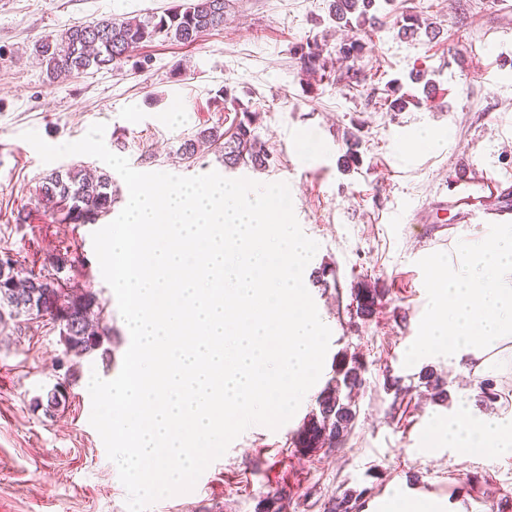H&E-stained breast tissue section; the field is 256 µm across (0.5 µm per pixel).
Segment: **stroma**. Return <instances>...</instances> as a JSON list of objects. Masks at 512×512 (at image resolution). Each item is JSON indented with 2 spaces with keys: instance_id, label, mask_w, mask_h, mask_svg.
I'll use <instances>...</instances> for the list:
<instances>
[{
  "instance_id": "1",
  "label": "stroma",
  "mask_w": 512,
  "mask_h": 512,
  "mask_svg": "<svg viewBox=\"0 0 512 512\" xmlns=\"http://www.w3.org/2000/svg\"><path fill=\"white\" fill-rule=\"evenodd\" d=\"M178 0H0V254L41 270L60 254L73 266L68 285L93 291L110 335L103 348L65 353L60 328L27 317L0 322V512H127V492L89 422L91 375L110 380L131 339L116 297L96 259L91 224H59L36 197L43 177L79 167L109 172L101 160L69 155L42 162L22 138L36 131L49 144L81 139L105 124L104 142L141 172L288 183L294 212L319 249L305 274L336 271L330 288L310 286L332 335L320 386L344 355L365 364L355 393L357 419L344 443L305 451L296 434L317 409L308 400L282 427H249L212 462L191 491L155 502L150 512H257L260 500L282 496L285 512H324L329 499L362 492L373 508L395 492L461 501L465 512H512V457L457 462L429 450L436 415L462 405L512 410V373L496 378L499 397L486 401L462 367L444 359L409 364L408 353L433 306L430 263L457 262L464 245L485 238L487 224H458L436 197L451 165L464 161L512 176V13L494 0H390L355 64H335L322 80L303 79L292 48L312 39L335 49L343 38L327 0H229L223 29L192 45L157 38L140 45L121 70H92L49 82L32 54L36 41L102 18L160 14ZM419 12L433 37L404 39L398 25ZM424 72L438 95L404 112L387 111L385 89L410 71ZM231 101H224V94ZM257 111V132L274 162L264 169L225 166L212 146L191 162L182 143L199 131H228L233 100ZM185 112L171 122V103ZM432 132L434 142L420 138ZM360 164L344 167L350 137ZM382 289L375 313H352L358 285ZM432 369L447 400L420 386ZM74 376L64 408L49 414L38 399L66 371Z\"/></svg>"
}]
</instances>
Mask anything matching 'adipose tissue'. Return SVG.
<instances>
[{"instance_id":"ef3b65f1","label":"adipose tissue","mask_w":512,"mask_h":512,"mask_svg":"<svg viewBox=\"0 0 512 512\" xmlns=\"http://www.w3.org/2000/svg\"><path fill=\"white\" fill-rule=\"evenodd\" d=\"M434 307L409 355L468 363L474 376L512 372V226L434 268ZM434 438L459 460L512 456V416L462 407L437 418Z\"/></svg>"}]
</instances>
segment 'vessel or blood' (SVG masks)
Here are the masks:
<instances>
[{"instance_id": "1", "label": "vessel or blood", "mask_w": 512, "mask_h": 512, "mask_svg": "<svg viewBox=\"0 0 512 512\" xmlns=\"http://www.w3.org/2000/svg\"><path fill=\"white\" fill-rule=\"evenodd\" d=\"M446 203L463 224L512 223V178L470 162L448 172Z\"/></svg>"}]
</instances>
